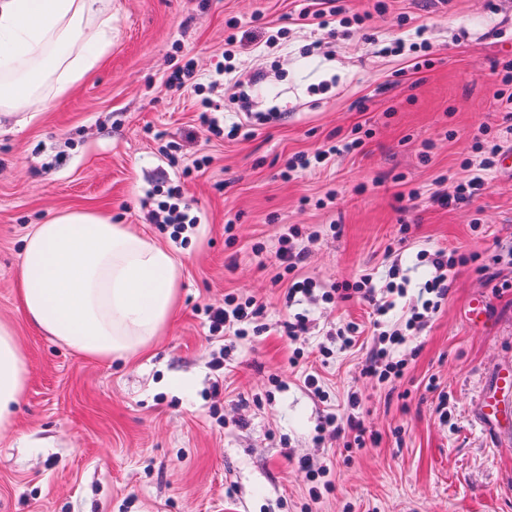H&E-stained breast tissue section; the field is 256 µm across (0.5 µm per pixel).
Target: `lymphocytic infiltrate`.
<instances>
[{
    "instance_id": "lymphocytic-infiltrate-1",
    "label": "lymphocytic infiltrate",
    "mask_w": 512,
    "mask_h": 512,
    "mask_svg": "<svg viewBox=\"0 0 512 512\" xmlns=\"http://www.w3.org/2000/svg\"><path fill=\"white\" fill-rule=\"evenodd\" d=\"M363 143L361 137L348 136L327 145L315 156L296 154L291 157L282 173L283 178L290 179L312 169L314 164H320L333 157L349 154L358 149ZM503 151L501 139L495 138L483 144V156L474 164L468 180L458 184L454 195H433L432 200L446 206L450 203L469 202L479 197L485 189L486 181L496 168ZM418 261L428 263L434 270L431 279L426 280L419 289L415 304L408 306L400 327H390L387 317L396 307L400 299L407 294L403 284L397 283L400 273L398 263H391L388 275L390 282L386 288L377 287L372 273L360 274L355 281L331 284L324 291L326 301L357 299L366 302L372 308V347L362 368L363 375L376 379L378 384H389L403 378L405 373L404 360L398 359L396 353L400 346L415 336L428 322L448 295V267L450 262L447 255L441 252L428 253L419 251ZM210 321V333L222 334L237 340H243L252 334H259L258 318L263 314V306L255 298L249 297L238 300L233 295H225L224 305L207 311Z\"/></svg>"
}]
</instances>
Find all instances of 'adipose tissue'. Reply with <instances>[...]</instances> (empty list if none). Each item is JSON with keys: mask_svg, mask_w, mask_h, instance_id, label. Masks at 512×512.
<instances>
[{"mask_svg": "<svg viewBox=\"0 0 512 512\" xmlns=\"http://www.w3.org/2000/svg\"><path fill=\"white\" fill-rule=\"evenodd\" d=\"M112 44V0H0V127H24L64 97ZM176 257L126 225L69 210L24 238L19 293L28 319L89 358H125L168 325ZM26 356L0 321V430L27 384Z\"/></svg>", "mask_w": 512, "mask_h": 512, "instance_id": "obj_1", "label": "adipose tissue"}]
</instances>
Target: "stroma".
Wrapping results in <instances>:
<instances>
[{"mask_svg": "<svg viewBox=\"0 0 512 512\" xmlns=\"http://www.w3.org/2000/svg\"><path fill=\"white\" fill-rule=\"evenodd\" d=\"M352 3L371 20L333 37L296 25L308 0H112L100 64L32 124L0 132V320L28 363L0 433V512H305L314 487L317 512H512V387L497 382L512 372V172L496 169L468 203L430 199L470 176L480 128L500 134L496 65L512 59V0H385L381 14L375 0ZM232 21L246 33L232 66L263 77L246 99L231 100L228 85L213 99L228 123L247 109L279 115L247 139L214 134L198 120L199 96L164 83L189 62L208 83ZM420 26L433 64L418 71L413 52L379 55L362 39L411 41ZM357 126L369 132L357 152L282 177L292 155ZM173 141L175 168L164 155ZM164 176L182 177L200 219L177 236L143 204ZM67 209L109 215L180 260L177 312L145 353L90 359L26 320L23 239ZM291 227L307 238L295 278L325 288L364 270L385 287L391 251L413 299L434 274L419 250L455 258L447 299L399 350L400 381L362 376L370 333L320 352L336 327L368 325L367 304L317 297L286 308L272 278ZM228 294L262 302L267 326L230 349L205 313ZM479 304L484 315L470 320ZM294 311L305 322L291 340L282 324ZM220 354L221 376L211 367ZM310 373L322 395L305 386ZM352 393L361 449L353 432L321 434L328 413H349ZM304 460L327 467L324 480L310 485Z\"/></svg>", "mask_w": 512, "mask_h": 512, "instance_id": "35a3bbf8", "label": "stroma"}]
</instances>
